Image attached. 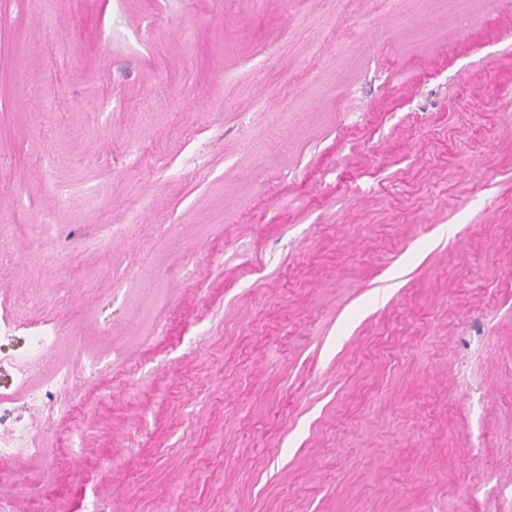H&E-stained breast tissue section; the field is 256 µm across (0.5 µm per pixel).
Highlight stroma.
<instances>
[{
  "label": "stroma",
  "mask_w": 512,
  "mask_h": 512,
  "mask_svg": "<svg viewBox=\"0 0 512 512\" xmlns=\"http://www.w3.org/2000/svg\"><path fill=\"white\" fill-rule=\"evenodd\" d=\"M0 290V502L512 512V0H0ZM11 301L4 295H0V338L12 337L20 329L27 330V346L17 354L0 356V369H16L18 389L30 384V370L28 363L44 358L51 350L60 336H55L58 331L54 322L46 321L41 327H23L17 325L9 315ZM4 335V336H2ZM80 384L67 369H57L51 376L44 379L41 385L40 397L48 412L57 405L59 392L62 388L67 390L76 388ZM19 397L8 394L0 395V461L13 458L20 450L32 456L41 453L40 436L51 424L48 414L42 423L35 425L30 419L18 413ZM25 440L26 448H18L15 440Z\"/></svg>",
  "instance_id": "obj_1"
}]
</instances>
